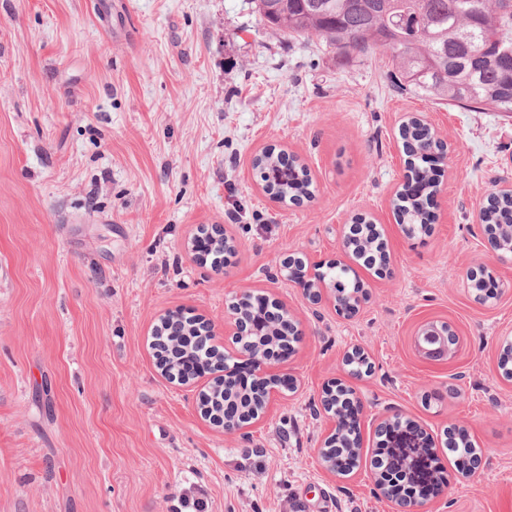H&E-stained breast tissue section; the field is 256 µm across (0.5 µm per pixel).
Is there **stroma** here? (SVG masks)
Wrapping results in <instances>:
<instances>
[{
  "label": "stroma",
  "mask_w": 512,
  "mask_h": 512,
  "mask_svg": "<svg viewBox=\"0 0 512 512\" xmlns=\"http://www.w3.org/2000/svg\"><path fill=\"white\" fill-rule=\"evenodd\" d=\"M391 54H339L272 34L252 0H0V512H392L373 492L375 421L399 413L438 444L447 498L429 512H512V254L490 249L479 210L512 182V117L399 89ZM417 113L448 144L428 235L408 237L393 199L399 128ZM275 147L316 192L272 201L252 168ZM236 220H228V210ZM363 217L386 276L349 258L339 230ZM235 242L222 272L195 262L198 228ZM290 258L350 267L358 315L306 298ZM502 289L475 299L472 272ZM286 308L299 334L275 373L285 393L248 435L205 420L197 390L162 376L161 315L223 331L241 293ZM451 324L455 355L416 352L420 323ZM372 365L350 374L346 351ZM364 402L363 459L327 472L319 400L333 381ZM447 392L426 402L431 391ZM465 427L482 466L464 478L444 445Z\"/></svg>",
  "instance_id": "stroma-1"
}]
</instances>
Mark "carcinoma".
I'll return each mask as SVG.
<instances>
[{"label":"carcinoma","mask_w":512,"mask_h":512,"mask_svg":"<svg viewBox=\"0 0 512 512\" xmlns=\"http://www.w3.org/2000/svg\"><path fill=\"white\" fill-rule=\"evenodd\" d=\"M457 0H255L257 11L274 34L292 37H316L338 49L343 55L364 54L372 47L391 52L393 82L415 95H428L450 105L471 111L512 114V11L502 0H484L482 11L471 17L455 15ZM403 13L420 15L423 25L413 31L398 22ZM468 27L480 46L471 54L461 41L462 27ZM399 136L410 177L396 195L395 212L409 237L429 230L434 216L429 201L437 188L433 153L444 148L418 118L401 124ZM259 173L276 166L288 171V180L266 186V192L280 202L300 204L313 197L314 187L308 168L279 152L265 151L253 159ZM481 221L498 227H512V196L491 193L481 207ZM377 248L372 236L350 241L356 258ZM321 278L330 286L345 287L346 294H357L361 282L350 277V269L329 266ZM196 318L181 313L164 335L174 343L166 360L172 378L181 371L182 358L189 354L205 367L216 354L198 352L200 341L195 332ZM291 334L286 320L271 325V335L254 336L248 345L263 350L272 342H287ZM239 405L243 415L260 409V396L250 390L213 387L205 394L203 406L216 421L224 418L226 404ZM475 452L471 440L458 435L452 440L451 455L456 471Z\"/></svg>","instance_id":"obj_1"}]
</instances>
